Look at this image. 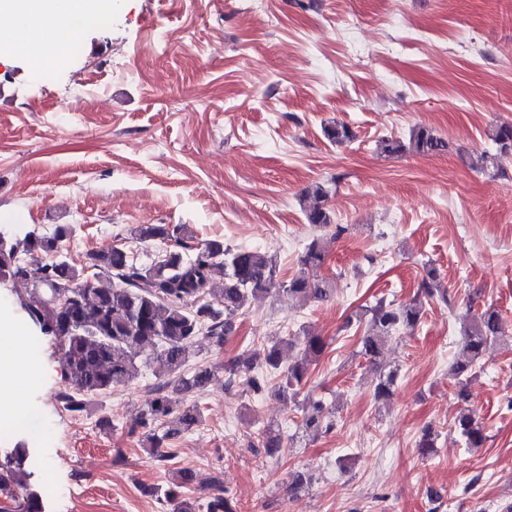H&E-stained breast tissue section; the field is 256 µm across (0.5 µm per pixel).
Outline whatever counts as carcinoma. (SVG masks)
<instances>
[{"mask_svg":"<svg viewBox=\"0 0 512 512\" xmlns=\"http://www.w3.org/2000/svg\"><path fill=\"white\" fill-rule=\"evenodd\" d=\"M327 138L343 143L353 138L345 124L325 128ZM496 152L484 150L470 156V166L480 172L496 169L497 155L512 153V125L492 130ZM378 148L384 152L411 151L419 155H436L448 150V142L433 130H414L408 143L382 139ZM328 191L321 184L303 192L309 202L305 217L309 224L331 232L337 239L346 231L332 223L325 207ZM73 229L57 225L50 233L27 232L21 238H7L0 233V288L4 302L17 307L33 330L32 345L48 337L61 351L62 367L71 387L58 395V403L69 412L86 410L91 398L106 393L112 385L138 376L142 359L159 363L164 381L154 389L149 404L135 411L133 430L141 431L143 447L159 461L178 454L172 439L188 431L201 420L198 404L184 406L186 396L205 387L212 375L207 367L187 371L186 350L200 336L218 346L234 328L236 317L246 313L251 301L273 295L295 303L325 301L334 293L331 281L319 275L328 251L325 239L313 238L299 259V271L283 281L275 259L245 246H231L221 239H209L199 245L189 244L192 232L185 226L170 229L165 224H140L131 233L141 242L172 241L154 261L140 265L121 247L107 252H90L76 264L60 255L49 263L42 256L58 251L70 238ZM38 264L37 276L19 254ZM420 288L413 299L397 303L385 297L376 299L356 313L357 322L365 323L360 338V354L373 371V396L377 401L391 397L397 379L394 370L385 371L380 357L388 342L401 331L412 332L421 322L423 301L438 300L451 304L448 290L440 287L436 268L424 267ZM29 282L25 292L14 288ZM505 336L499 311L489 306L470 317L464 325L463 344L466 355L450 366L456 381L455 395L469 403L467 383L476 374L487 348ZM329 347L323 337L308 330L299 336L278 337L243 353L255 374L245 381L238 376L235 361L224 363L225 384L238 385L253 396L267 388L266 376L281 377L277 393L286 397L299 395L308 382L311 364L319 361ZM297 350L295 360L283 365V351ZM302 428L307 432L327 433L336 425L334 412L321 401L309 400L302 407ZM178 414L180 427H167L168 418ZM453 429L465 447L480 448L488 439L484 424L476 413L465 407L455 418ZM261 446L276 451L283 445L280 428L268 425L259 433ZM35 449L24 441L0 453V497L16 502L17 512H45L44 499L34 480L35 471L27 461ZM191 478L181 473L166 488H152L172 504V512H232L218 474L213 479L214 493L203 497L200 505L183 499Z\"/></svg>","mask_w":512,"mask_h":512,"instance_id":"cac0c4a2","label":"carcinoma"}]
</instances>
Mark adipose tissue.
Returning a JSON list of instances; mask_svg holds the SVG:
<instances>
[{
	"mask_svg": "<svg viewBox=\"0 0 512 512\" xmlns=\"http://www.w3.org/2000/svg\"><path fill=\"white\" fill-rule=\"evenodd\" d=\"M109 8L110 0H0V19L10 24L0 53L25 48L38 59H56L69 37Z\"/></svg>",
	"mask_w": 512,
	"mask_h": 512,
	"instance_id": "ef3b65f1",
	"label": "adipose tissue"
}]
</instances>
